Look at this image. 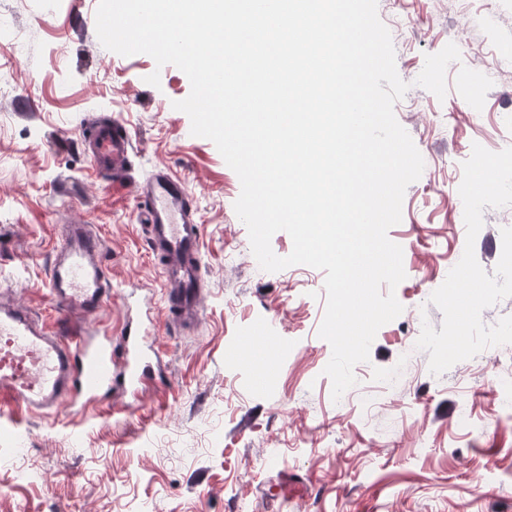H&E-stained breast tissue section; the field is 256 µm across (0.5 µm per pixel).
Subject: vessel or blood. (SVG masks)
Segmentation results:
<instances>
[{
    "instance_id": "obj_1",
    "label": "vessel or blood",
    "mask_w": 512,
    "mask_h": 512,
    "mask_svg": "<svg viewBox=\"0 0 512 512\" xmlns=\"http://www.w3.org/2000/svg\"><path fill=\"white\" fill-rule=\"evenodd\" d=\"M97 169L115 181L131 175L132 140L115 118L97 122L88 142ZM153 256L165 259V320L182 327L202 317L201 226L186 182L165 168L136 183ZM49 292L55 315L36 320L21 304L0 303V407L15 414L46 413L68 405L75 413L101 408L119 389L131 398L161 380L159 355L148 345L154 314L138 309L120 335L108 326L89 330L82 321L112 303L103 246L87 224H69L51 264Z\"/></svg>"
}]
</instances>
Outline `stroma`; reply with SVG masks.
<instances>
[{
    "mask_svg": "<svg viewBox=\"0 0 512 512\" xmlns=\"http://www.w3.org/2000/svg\"><path fill=\"white\" fill-rule=\"evenodd\" d=\"M98 4L0 0L12 20L0 40V284L51 316L50 260L81 219L105 247L116 295L104 322L120 329L127 292L162 304L163 262L146 248L132 189L111 185L82 150L93 113L107 112L128 127L139 174L161 166L193 192L202 320L156 329L172 386L145 392L133 413L0 417V512H512V417L498 388L512 362L490 348L438 376L428 352L399 362L416 316L442 323L430 296L465 249L463 163L473 144L512 146V71L494 65L512 49V0H377L409 85L395 116L425 167L388 231L403 249V311L355 366L343 405L318 335L324 271L255 263L234 209L237 174L173 107L189 79L104 48ZM472 83L485 86L476 111ZM483 221L474 251L491 273L512 206L485 208ZM396 366L398 381L381 386L377 372Z\"/></svg>",
    "mask_w": 512,
    "mask_h": 512,
    "instance_id": "obj_1",
    "label": "stroma"
}]
</instances>
